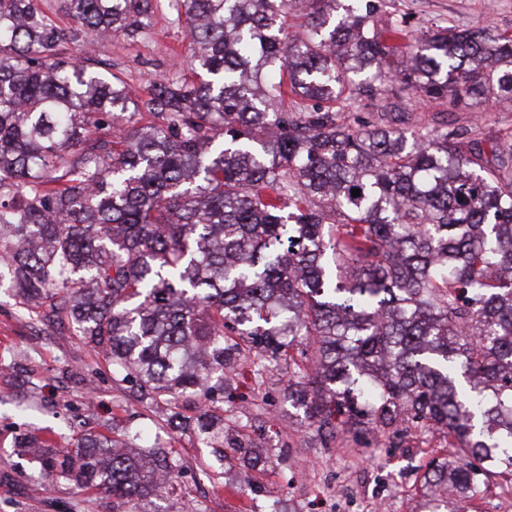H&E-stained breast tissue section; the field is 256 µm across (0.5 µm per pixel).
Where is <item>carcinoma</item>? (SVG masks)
<instances>
[{"label":"carcinoma","instance_id":"1","mask_svg":"<svg viewBox=\"0 0 512 512\" xmlns=\"http://www.w3.org/2000/svg\"><path fill=\"white\" fill-rule=\"evenodd\" d=\"M152 5L59 0L63 27L39 0H0V285L68 322L215 472L224 369L286 360L288 403L324 441L438 432L453 458L430 451L419 512H483L491 479L512 490V144L337 104L386 79L451 111L512 103V33L408 46L404 21L376 26L382 0H175L193 79L143 99L62 56L135 39ZM18 447L112 512H151L179 472L173 449L107 421L72 450Z\"/></svg>","mask_w":512,"mask_h":512}]
</instances>
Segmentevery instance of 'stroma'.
<instances>
[{"label": "stroma", "mask_w": 512, "mask_h": 512, "mask_svg": "<svg viewBox=\"0 0 512 512\" xmlns=\"http://www.w3.org/2000/svg\"><path fill=\"white\" fill-rule=\"evenodd\" d=\"M387 13L407 17L409 38L448 26L512 32V0H385ZM191 47L171 0H155L151 22L133 43L121 38L93 45L94 60L122 74L139 96L152 81L188 74ZM395 107L403 130L414 132L446 123L470 126L481 139L512 141V107L448 110L439 102H421L397 84L357 93L350 110L370 119L383 106ZM286 367L254 381L248 366L231 380L224 421L235 427L224 445L223 480L206 478V448L194 447L187 434L159 435L154 414L142 407L112 370L73 334L28 316L18 299L0 292V512H112V500L57 478L38 481L36 465L19 455L17 438L34 431L73 438L111 419L142 430L148 441L172 447L181 459L174 495L163 512H177L192 501L200 512H415L428 462L424 448L442 446L436 433L409 436L392 446L382 437L369 444L339 435L325 444L284 399ZM261 450L263 466L244 465L235 444Z\"/></svg>", "instance_id": "stroma-1"}]
</instances>
